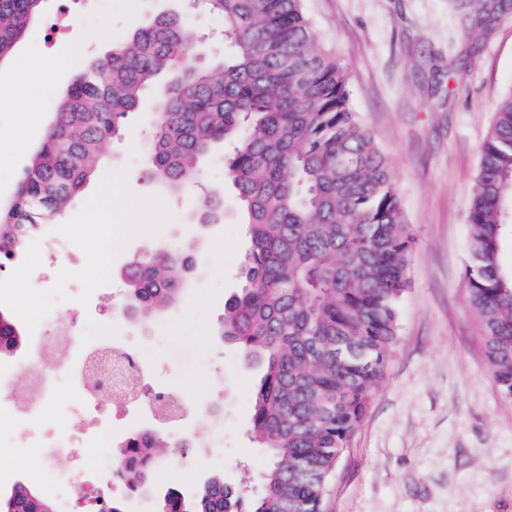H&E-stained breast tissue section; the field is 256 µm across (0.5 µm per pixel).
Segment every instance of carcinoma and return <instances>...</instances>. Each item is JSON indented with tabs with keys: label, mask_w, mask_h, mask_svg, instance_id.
<instances>
[{
	"label": "carcinoma",
	"mask_w": 512,
	"mask_h": 512,
	"mask_svg": "<svg viewBox=\"0 0 512 512\" xmlns=\"http://www.w3.org/2000/svg\"><path fill=\"white\" fill-rule=\"evenodd\" d=\"M46 0H0V64L37 22ZM464 26L512 8L467 0ZM224 20L230 51L210 56L184 14ZM146 177L173 194L195 185L219 146L247 225L243 284L227 299L217 335L262 370L252 432L270 464L258 489L209 477L190 498L176 488L160 512H323L328 481L364 418L398 337L399 302L414 246L386 156L350 104L347 73L314 36L302 0H184L151 17L71 79L14 198L0 204V254L13 255L36 224L56 220L107 161L106 146L158 78ZM512 199V95L495 108L470 202L465 298L487 368L512 398V272L499 255ZM224 220V190L204 194L192 223ZM185 251L157 248L122 271L127 312L148 321L176 305ZM23 331L0 308V345ZM127 474L153 490L152 467ZM0 512H55L30 485L0 493Z\"/></svg>",
	"instance_id": "carcinoma-1"
}]
</instances>
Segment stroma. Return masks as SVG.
<instances>
[{"mask_svg": "<svg viewBox=\"0 0 512 512\" xmlns=\"http://www.w3.org/2000/svg\"><path fill=\"white\" fill-rule=\"evenodd\" d=\"M179 0H49L8 64L0 66V201L12 198L70 77L107 54L146 17ZM318 41L346 68L352 105L372 130L397 182L415 244L399 305V336L363 421L333 472L324 512H512V398L501 395L481 354L463 276L479 148L496 104L512 94V12L464 38L459 0H305ZM155 96L147 94L108 147L110 162L72 202L86 224L66 242L65 274L48 314L95 307L103 336L142 339L160 382L204 406L181 426L190 445L159 462L161 486L193 495L214 473L258 480L269 458L252 437L258 378L214 330L242 285L246 226L216 150L198 186L174 196L144 177ZM118 185L135 210L95 205ZM224 189V220L191 222L194 199ZM194 248L199 263L181 299L142 323L100 291L124 289L121 271L145 246ZM99 287L87 288V274Z\"/></svg>", "mask_w": 512, "mask_h": 512, "instance_id": "35a3bbf8", "label": "stroma"}]
</instances>
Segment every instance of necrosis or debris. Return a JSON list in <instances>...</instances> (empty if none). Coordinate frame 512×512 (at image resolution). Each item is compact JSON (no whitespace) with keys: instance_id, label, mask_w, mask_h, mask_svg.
<instances>
[{"instance_id":"1","label":"necrosis or debris","mask_w":512,"mask_h":512,"mask_svg":"<svg viewBox=\"0 0 512 512\" xmlns=\"http://www.w3.org/2000/svg\"><path fill=\"white\" fill-rule=\"evenodd\" d=\"M65 231L62 224L38 225L24 249L1 257L0 265L23 271L35 259L55 260ZM47 294V289L37 287L29 298L15 304L17 316L28 324L30 334L20 351L0 353V444L38 449L39 467L34 478L47 488H63L69 507L85 503L88 512H112L114 503L132 493L123 477L124 464L111 451L113 443L128 444L157 435L161 423L180 426L191 406L186 399L154 384V367L126 336L112 337L106 368L96 380H88L84 347L91 339L82 333L83 321H72L64 328L52 317L37 319L31 313L32 306ZM57 336L62 339L64 374L37 379L30 403L18 404L10 395L17 371L26 359L38 358L51 348ZM63 387L70 391L69 402L54 420H47L43 409L56 402ZM121 392L129 407L112 412L108 401ZM91 445L98 455L85 475L68 478L59 473V459Z\"/></svg>"}]
</instances>
